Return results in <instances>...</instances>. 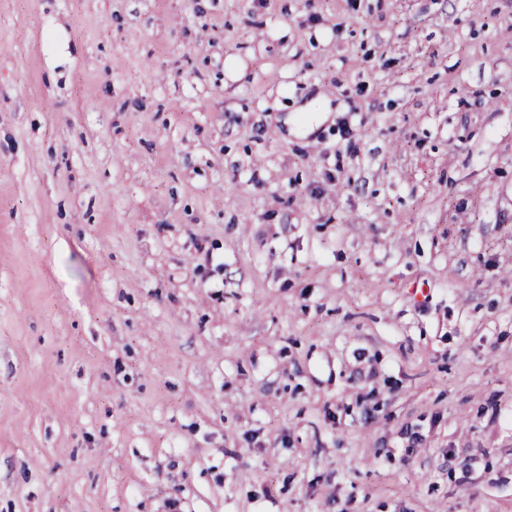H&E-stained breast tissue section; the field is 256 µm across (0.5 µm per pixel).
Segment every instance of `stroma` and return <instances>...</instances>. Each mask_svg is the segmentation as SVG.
<instances>
[{"instance_id": "stroma-1", "label": "stroma", "mask_w": 512, "mask_h": 512, "mask_svg": "<svg viewBox=\"0 0 512 512\" xmlns=\"http://www.w3.org/2000/svg\"><path fill=\"white\" fill-rule=\"evenodd\" d=\"M0 512H512V0H0Z\"/></svg>"}]
</instances>
